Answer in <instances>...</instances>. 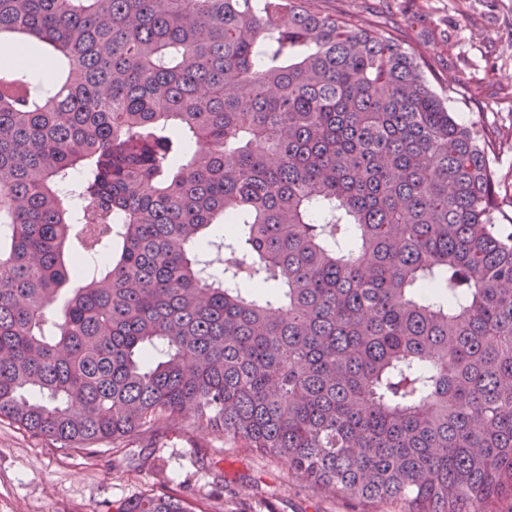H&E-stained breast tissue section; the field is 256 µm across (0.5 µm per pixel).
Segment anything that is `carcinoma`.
<instances>
[{
  "label": "carcinoma",
  "instance_id": "carcinoma-1",
  "mask_svg": "<svg viewBox=\"0 0 512 512\" xmlns=\"http://www.w3.org/2000/svg\"><path fill=\"white\" fill-rule=\"evenodd\" d=\"M323 2L0 0L57 73L0 68V420L90 449L190 413L349 499L499 512L495 140Z\"/></svg>",
  "mask_w": 512,
  "mask_h": 512
}]
</instances>
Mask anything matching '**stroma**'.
<instances>
[{
	"instance_id": "1",
	"label": "stroma",
	"mask_w": 512,
	"mask_h": 512,
	"mask_svg": "<svg viewBox=\"0 0 512 512\" xmlns=\"http://www.w3.org/2000/svg\"><path fill=\"white\" fill-rule=\"evenodd\" d=\"M328 7L360 19L383 14L387 31L435 58L433 88L466 85L448 106L495 138L499 204L512 217V0H329ZM161 494L202 512H394L313 488L287 459L239 447L189 416L162 434L91 451L0 422V512H114L124 500Z\"/></svg>"
}]
</instances>
